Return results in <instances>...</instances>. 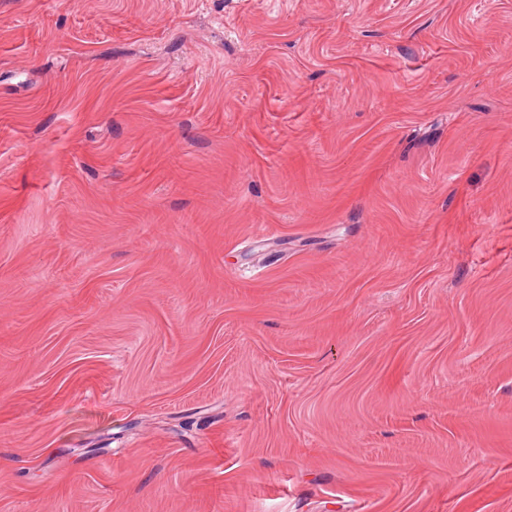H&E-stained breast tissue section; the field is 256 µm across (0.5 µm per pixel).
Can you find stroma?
<instances>
[{"instance_id": "obj_1", "label": "stroma", "mask_w": 512, "mask_h": 512, "mask_svg": "<svg viewBox=\"0 0 512 512\" xmlns=\"http://www.w3.org/2000/svg\"><path fill=\"white\" fill-rule=\"evenodd\" d=\"M0 512H512V0H0Z\"/></svg>"}]
</instances>
